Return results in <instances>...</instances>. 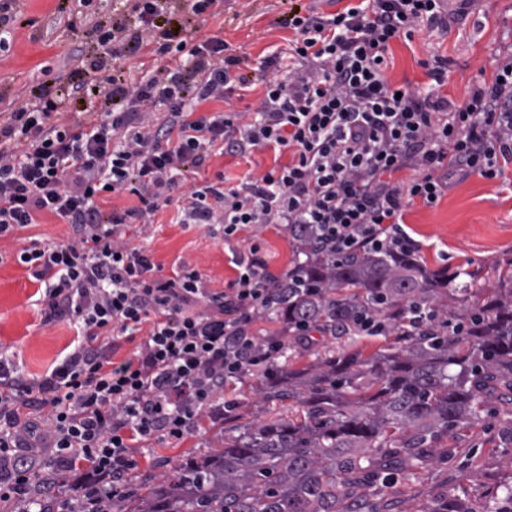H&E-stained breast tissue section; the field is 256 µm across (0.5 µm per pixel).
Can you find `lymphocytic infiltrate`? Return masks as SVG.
I'll use <instances>...</instances> for the list:
<instances>
[{
	"instance_id": "lymphocytic-infiltrate-1",
	"label": "lymphocytic infiltrate",
	"mask_w": 512,
	"mask_h": 512,
	"mask_svg": "<svg viewBox=\"0 0 512 512\" xmlns=\"http://www.w3.org/2000/svg\"><path fill=\"white\" fill-rule=\"evenodd\" d=\"M132 20L96 23L99 48L82 55L65 92L39 85L32 105L0 121V238L51 214L69 224L68 243L36 240L16 259L30 271L44 322L67 321L80 337L37 379L0 357V502L30 493L33 466L18 455L39 448L62 470L96 474L66 512H110L133 468L135 437L180 440L218 404L240 374L270 370L279 341L246 332L274 293L258 245L235 260L223 292L197 271L162 274L123 238L131 224L176 205L184 224H218L232 240L247 224H306L327 251L412 252L402 227L406 204L431 206L449 173L502 176L512 158V58L491 81L473 84L464 103L439 96L449 61L422 63L431 87L392 86L385 77L392 40L448 25L444 0H358L343 10L293 13L285 53L250 122L236 112L196 114L199 105L254 84L220 39L188 45L170 0H133ZM151 41L179 61L131 81L115 61ZM103 93L106 109L80 130L54 122L63 99ZM161 112L146 124L143 106ZM232 156L291 151L288 164L237 187L214 181L181 191L214 148ZM416 166L405 185L385 174ZM126 190L139 204L104 210L103 195ZM148 326L135 358L114 363L121 337Z\"/></svg>"
}]
</instances>
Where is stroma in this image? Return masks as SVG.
Listing matches in <instances>:
<instances>
[{"label":"stroma","mask_w":512,"mask_h":512,"mask_svg":"<svg viewBox=\"0 0 512 512\" xmlns=\"http://www.w3.org/2000/svg\"><path fill=\"white\" fill-rule=\"evenodd\" d=\"M350 2L224 0L206 18L185 12L179 18L189 44L223 39L247 56L246 72L254 78L262 58L284 45L289 32L282 22L292 12L312 7L334 13ZM15 9L18 19L10 48L0 52V113L32 104L38 85L69 78L77 52L95 46L97 33L91 23L76 22L82 11H89L93 20L108 21L125 7L122 0H92L86 8L80 0H17ZM448 13L447 30L425 29L415 32L412 40L392 43V63L385 71L390 83L424 84L422 62L434 55L450 61L448 80L439 90L450 100L463 102L469 86L491 79L512 49V0H472L463 13L456 0H449ZM275 159L268 149L254 151L245 159L215 151L206 158L200 175H187L185 184L190 187L199 176L211 178L221 172L226 186L233 187L246 176L262 175L274 166ZM503 168V176L492 180L476 174L455 175L436 205L416 200L404 209L403 228L418 241L421 261L433 270L470 272L474 304L495 285L496 266L512 260V160L504 162ZM70 236L69 225L46 216L40 224L24 229L21 238L0 239V356L32 378L46 372L75 331L66 322L43 323L33 299L36 287L15 255L25 238L62 243ZM126 240L129 246L145 249L163 273L183 267L196 270L214 291L226 288L235 273V257L247 253L251 244L260 245L273 276L292 265L297 251L285 225H247L228 245L220 225L178 223L171 206L133 225ZM390 343L389 337L360 332L336 340L316 333L309 341L291 344L279 360L299 369L335 353L367 358ZM261 378V373L251 372L236 380L224 393L223 417L203 415L196 431L182 440L134 441L131 492H144L158 475L174 474L185 458L220 447L225 430L265 420L270 409L257 393ZM501 409L496 401L483 407L461 435L434 444L421 464L395 477L386 494L397 501L400 512H425L432 496L446 490L467 499L474 512H479L488 487L512 474V446L504 445L498 436Z\"/></svg>","instance_id":"1"}]
</instances>
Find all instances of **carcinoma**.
I'll use <instances>...</instances> for the list:
<instances>
[{
  "mask_svg": "<svg viewBox=\"0 0 512 512\" xmlns=\"http://www.w3.org/2000/svg\"><path fill=\"white\" fill-rule=\"evenodd\" d=\"M291 234L300 248L276 279L267 315L308 323L334 339L368 319L393 337L367 359L332 355L264 375L262 400L290 414L224 438V447L187 458L171 478L131 498L120 512H399L383 488L428 449L477 418L485 403L512 405V260L477 309L449 315L452 332L426 325L410 333L406 313L444 297L465 305L468 286L431 270L415 252L359 249L333 257L308 226ZM376 488L378 499L363 493ZM427 512H473L438 493ZM482 512H512V475L486 495Z\"/></svg>",
  "mask_w": 512,
  "mask_h": 512,
  "instance_id": "cac0c4a2",
  "label": "carcinoma"
}]
</instances>
